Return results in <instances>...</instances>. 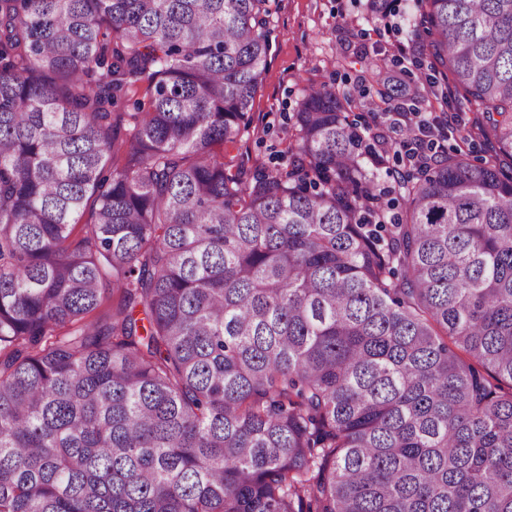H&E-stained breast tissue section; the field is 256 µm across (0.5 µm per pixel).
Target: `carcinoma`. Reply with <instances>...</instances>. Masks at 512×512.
<instances>
[{
	"mask_svg": "<svg viewBox=\"0 0 512 512\" xmlns=\"http://www.w3.org/2000/svg\"><path fill=\"white\" fill-rule=\"evenodd\" d=\"M265 4L0 0V512H512V0H416L494 150L388 224L329 85L224 163Z\"/></svg>",
	"mask_w": 512,
	"mask_h": 512,
	"instance_id": "cac0c4a2",
	"label": "carcinoma"
}]
</instances>
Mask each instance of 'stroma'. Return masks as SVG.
<instances>
[{
  "label": "stroma",
  "mask_w": 512,
  "mask_h": 512,
  "mask_svg": "<svg viewBox=\"0 0 512 512\" xmlns=\"http://www.w3.org/2000/svg\"><path fill=\"white\" fill-rule=\"evenodd\" d=\"M364 0H268L270 50L248 113L249 131L226 145L224 158L247 166H274L288 149L292 116L308 85H332L351 95L369 133L386 131L383 111H406L398 88L423 69L410 31V0H394L379 21L368 20Z\"/></svg>",
  "instance_id": "1"
}]
</instances>
